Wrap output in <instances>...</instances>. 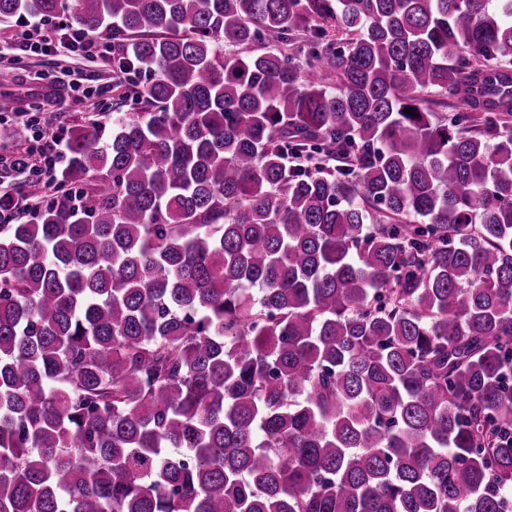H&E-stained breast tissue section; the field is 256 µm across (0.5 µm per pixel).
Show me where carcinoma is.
I'll return each instance as SVG.
<instances>
[{
	"mask_svg": "<svg viewBox=\"0 0 512 512\" xmlns=\"http://www.w3.org/2000/svg\"><path fill=\"white\" fill-rule=\"evenodd\" d=\"M26 16L141 111L0 224V512H512V0Z\"/></svg>",
	"mask_w": 512,
	"mask_h": 512,
	"instance_id": "1",
	"label": "carcinoma"
}]
</instances>
